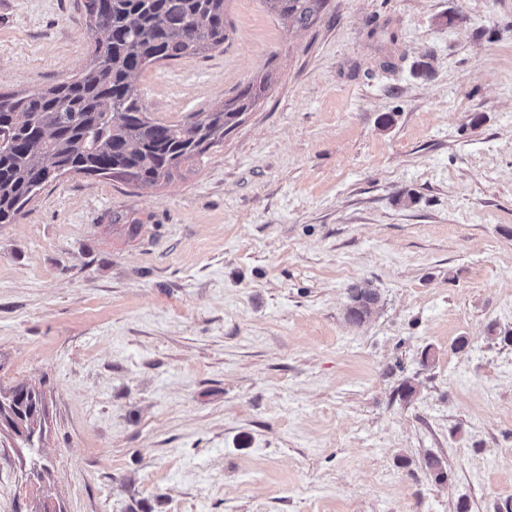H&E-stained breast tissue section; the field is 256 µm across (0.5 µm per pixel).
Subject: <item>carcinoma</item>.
I'll return each mask as SVG.
<instances>
[{
    "mask_svg": "<svg viewBox=\"0 0 512 512\" xmlns=\"http://www.w3.org/2000/svg\"><path fill=\"white\" fill-rule=\"evenodd\" d=\"M227 0H81L93 35L90 61L78 77L15 98L0 94V224H15L48 184L66 175L140 187L167 183L199 162L258 98L253 84L207 112L182 121L150 118L134 76L156 64L199 57L228 39ZM268 13L299 27L312 25L326 0H261ZM346 314L361 325L376 312L370 285L348 288ZM16 432L27 444L41 432L25 385Z\"/></svg>",
    "mask_w": 512,
    "mask_h": 512,
    "instance_id": "obj_1",
    "label": "carcinoma"
}]
</instances>
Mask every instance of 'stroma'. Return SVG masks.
Returning <instances> with one entry per match:
<instances>
[{
    "label": "stroma",
    "instance_id": "stroma-1",
    "mask_svg": "<svg viewBox=\"0 0 512 512\" xmlns=\"http://www.w3.org/2000/svg\"><path fill=\"white\" fill-rule=\"evenodd\" d=\"M227 12L223 48L134 77L160 121L268 79L223 144L155 187L63 177L0 224V391L46 404L34 448L0 431V512H496L512 0ZM89 42L78 0H0V92L74 78ZM353 283L380 295L361 325ZM268 13L281 21L307 28L312 25L326 0H261Z\"/></svg>",
    "mask_w": 512,
    "mask_h": 512
}]
</instances>
